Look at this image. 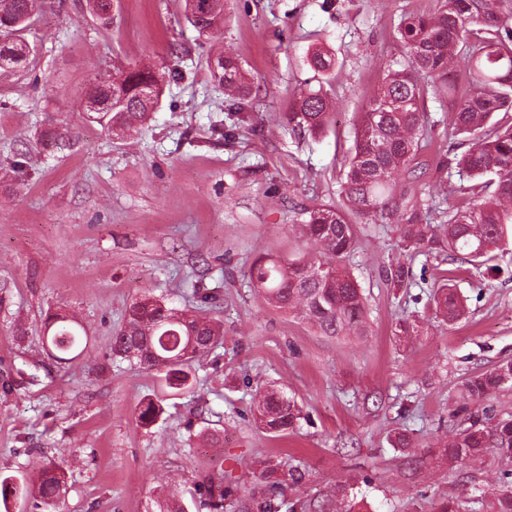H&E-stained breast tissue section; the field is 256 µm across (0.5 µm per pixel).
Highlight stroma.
<instances>
[{"mask_svg":"<svg viewBox=\"0 0 512 512\" xmlns=\"http://www.w3.org/2000/svg\"><path fill=\"white\" fill-rule=\"evenodd\" d=\"M229 5L220 29L202 35L183 0H114L107 27L85 0H45L25 34L27 63L0 68V474L33 486L44 466L65 468V496L53 506L25 497L24 512H160L170 499L210 512L193 493L208 476L236 489L224 502L235 512L269 457L301 473L292 502L336 491L356 512H438L451 495L493 496L512 462L488 453L438 465L432 453L483 412L512 413V390L463 393L470 376L512 360V244L477 270L404 243L397 225L356 223L342 265L366 298L360 336L321 335L266 304L249 279L262 256L316 257L299 209L338 202L357 114L385 67L406 61L396 27L436 0ZM228 49L258 92L241 112L207 66ZM318 49L336 61L327 83L308 64ZM130 66L150 67L162 94L147 128L117 138L88 120L84 101L92 81ZM307 87L335 104L317 138L289 121ZM427 119L418 159L436 228L461 204L462 180L437 167L450 112L431 99ZM50 125L66 131L52 148L40 139ZM400 266L412 275L404 288L388 279ZM444 277L466 305L452 324L433 301ZM198 281L218 296L208 314L223 344L197 362L193 393L164 394L157 371L113 356L112 332L145 293L195 307ZM50 313L81 325L79 357L55 361ZM268 386L300 406L294 431L255 426L252 396ZM149 400L163 412L145 428L137 411ZM399 434L410 447L393 446Z\"/></svg>","mask_w":512,"mask_h":512,"instance_id":"stroma-1","label":"stroma"}]
</instances>
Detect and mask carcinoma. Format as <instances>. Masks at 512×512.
I'll list each match as a JSON object with an SVG mask.
<instances>
[{
    "label": "carcinoma",
    "mask_w": 512,
    "mask_h": 512,
    "mask_svg": "<svg viewBox=\"0 0 512 512\" xmlns=\"http://www.w3.org/2000/svg\"><path fill=\"white\" fill-rule=\"evenodd\" d=\"M44 0H0V21L21 19L13 36L0 40V67L19 66L27 60L20 33L27 18L38 13ZM187 16L200 33L212 31L224 19V0H185ZM399 42L407 62L389 68L377 95L369 102L356 132L354 150L343 171V204L299 209L300 230L328 260L305 258L281 261L264 257L251 268V279L271 306L295 313L323 336L336 337L360 330L365 303L357 282L339 261L353 251L357 239L353 220L396 218L403 241L430 251L453 253L479 269L512 238V123L487 125L497 112H512V0H438L431 13L403 16ZM465 53L469 82L464 88L448 83L455 56ZM313 68L328 77L335 67L331 55L317 50L310 57ZM211 69L224 94L236 105L251 99L253 81L238 57L226 52ZM448 97L453 135L470 144L461 153L448 147L442 167L478 181L470 187L466 205L448 213L447 224L438 231L427 224L428 208L418 185L425 175L417 162L421 143L430 135L425 104L430 98ZM160 87L146 67L122 70L112 77V111L98 112L92 122L115 135L143 126L158 106ZM332 112L323 89H303L294 101L290 121L303 132L321 135ZM437 308L449 321L458 319L464 305L449 284L440 285ZM51 344L62 351L77 347L78 323L66 315H53ZM220 326L192 309H176L144 295L127 309L123 325L112 334V355L135 360L148 369L164 373L166 387L185 390L192 385L196 360L221 344ZM512 388V361L474 376L465 383L470 400H480L495 390ZM162 408L152 401L139 408L144 426L157 421ZM301 419L296 401L284 392L268 389L259 394L255 424L271 433L285 434ZM491 451L512 461V417L473 423L454 433L440 457L450 462L476 460ZM301 474L284 470L282 463L268 460L259 474L261 492L241 507L249 512H296L297 504L286 502L288 483L300 482ZM66 481L62 468L42 471L37 493L53 504ZM499 492L491 499H471L470 512H512V471L498 477ZM197 492L219 512L229 491L224 482L204 479ZM319 512H353L348 501L334 495L309 504Z\"/></svg>",
    "instance_id": "obj_1"
}]
</instances>
